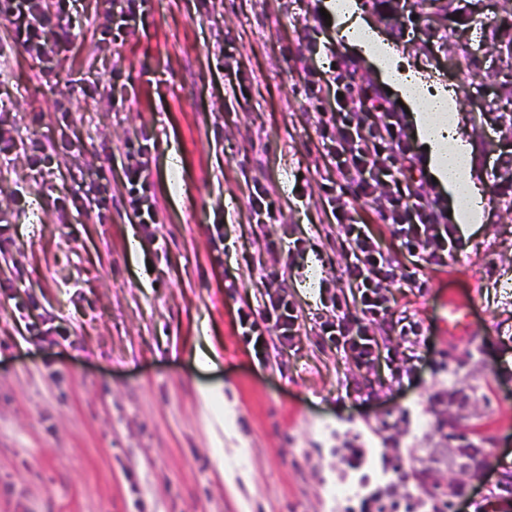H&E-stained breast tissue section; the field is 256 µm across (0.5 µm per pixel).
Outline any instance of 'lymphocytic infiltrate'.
I'll use <instances>...</instances> for the list:
<instances>
[{
  "label": "lymphocytic infiltrate",
  "mask_w": 512,
  "mask_h": 512,
  "mask_svg": "<svg viewBox=\"0 0 512 512\" xmlns=\"http://www.w3.org/2000/svg\"><path fill=\"white\" fill-rule=\"evenodd\" d=\"M68 5L69 0H0V20L8 23L16 42L41 56L45 53L43 33L48 15L65 12ZM358 112L364 113V124L351 123V115ZM329 119L342 124L338 140L328 150L337 173L355 184L361 197L369 196L373 186L390 183L393 197L389 219L394 235L410 256L443 264L457 250L458 240L455 227L447 224L443 212L438 211L437 199L426 193L423 182L401 180L392 168L376 163L377 157L387 152L402 155L408 163L414 160L404 145L402 119L388 99L371 81H362L355 91L337 100L336 110ZM124 176L135 218L142 224L156 223V204L148 193L143 165L128 166ZM333 214L341 228L343 246L350 252L341 277L356 289L363 321L357 327H350L340 314L344 303L337 300L333 306L338 309V316L325 321L321 330L330 340L348 343L362 362L372 357L377 346L368 326L383 311L379 277L391 272L392 261L366 225L355 219L350 204H340ZM260 314L262 319L258 322L242 315V325L253 334L265 332L280 340L287 338L299 319L296 307L284 296L263 301ZM346 466L357 481L342 505L343 512H419L423 507L429 512H448L447 494L435 487L421 496L410 490L399 497L382 492L381 485L388 473L409 478L410 473L401 460L384 457L377 461L364 449L352 448L346 456Z\"/></svg>",
  "instance_id": "lymphocytic-infiltrate-1"
}]
</instances>
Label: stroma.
Returning <instances> with one entry per match:
<instances>
[{
	"instance_id": "stroma-1",
	"label": "stroma",
	"mask_w": 512,
	"mask_h": 512,
	"mask_svg": "<svg viewBox=\"0 0 512 512\" xmlns=\"http://www.w3.org/2000/svg\"><path fill=\"white\" fill-rule=\"evenodd\" d=\"M71 2L46 24L44 57L0 27V110L23 140L59 146L40 168L20 148L0 159V277L14 283L0 294V512H334L357 434L387 457L413 453L442 485L450 471L428 449L471 439L488 465L460 476L459 512L472 499L512 512V219L494 190L512 141L494 113L472 115L479 94L444 52L421 48L423 24L399 45L454 95L487 213L443 265L409 256L380 220L387 186L354 199L326 157L314 114L335 102L313 93L308 69L333 77L342 56L381 76L336 23L319 35L333 53L298 61L294 26L312 23L311 0H138L136 23L100 49L99 0ZM115 83L122 103L91 100ZM136 133L159 209L149 226L122 187L118 149ZM102 171L112 198L85 210L82 189ZM257 175L273 188L263 227ZM329 187L397 262L370 365L320 331L332 297L351 293ZM261 233L276 248L260 259ZM452 293L471 304L465 340L440 327ZM281 294L299 324L264 356L239 314ZM405 317L427 342L416 358ZM461 387L475 394L468 411L432 407Z\"/></svg>"
}]
</instances>
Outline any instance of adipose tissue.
<instances>
[{"mask_svg": "<svg viewBox=\"0 0 512 512\" xmlns=\"http://www.w3.org/2000/svg\"><path fill=\"white\" fill-rule=\"evenodd\" d=\"M326 11L340 21L350 48L365 57L410 109L430 176L447 190L460 224L481 223L485 201L472 175L471 147L459 133L455 98L433 82L404 68L401 51L384 41L363 16L357 0H326Z\"/></svg>", "mask_w": 512, "mask_h": 512, "instance_id": "ef3b65f1", "label": "adipose tissue"}]
</instances>
